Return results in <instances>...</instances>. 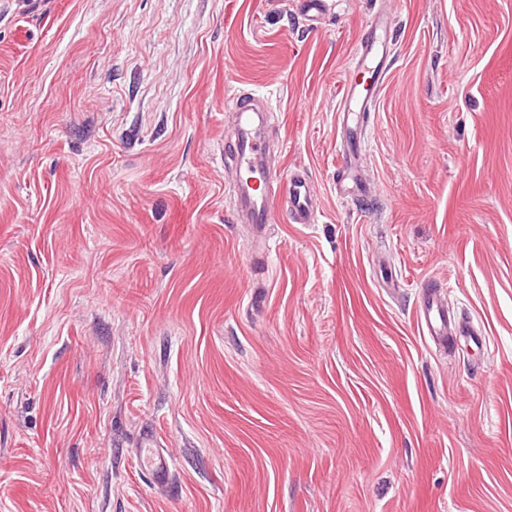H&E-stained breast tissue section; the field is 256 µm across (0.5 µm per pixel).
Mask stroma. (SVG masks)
Returning <instances> with one entry per match:
<instances>
[{
  "label": "stroma",
  "instance_id": "1",
  "mask_svg": "<svg viewBox=\"0 0 512 512\" xmlns=\"http://www.w3.org/2000/svg\"><path fill=\"white\" fill-rule=\"evenodd\" d=\"M384 7L378 193L343 201ZM248 91L315 223H234ZM429 278L483 347L424 336ZM0 512H512V0H0ZM391 25L386 14H375L361 28L351 57V75L344 81L337 107L340 140L336 151V194L351 196L356 192L367 197L372 188L362 170L361 136L369 124L375 103L389 75L387 31ZM369 74L371 85L358 82L361 74ZM139 463L146 470L151 481L157 486H166L172 474V462L169 456L159 448L153 434H145L139 444Z\"/></svg>",
  "mask_w": 512,
  "mask_h": 512
}]
</instances>
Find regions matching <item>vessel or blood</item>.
I'll list each match as a JSON object with an SVG mask.
<instances>
[{"label": "vessel or blood", "instance_id": "1", "mask_svg": "<svg viewBox=\"0 0 512 512\" xmlns=\"http://www.w3.org/2000/svg\"><path fill=\"white\" fill-rule=\"evenodd\" d=\"M390 25L388 15L377 14L361 28L351 57V74L342 85L337 107L340 140L336 145V193L342 198L353 193L366 197L372 192L363 175L360 140L389 75ZM258 103L255 95L234 98L233 128L226 157L237 173L232 186L234 219L236 223L251 225L261 236L268 225L277 223L279 206H287L292 223L309 224L319 204L311 195L305 172H271L267 160L269 147L257 125L262 117ZM419 319L424 335L437 343L475 336L467 317L449 315L447 304L431 282L426 283L422 293ZM139 463L155 485L169 483L172 462L152 434H145L140 441Z\"/></svg>", "mask_w": 512, "mask_h": 512}]
</instances>
